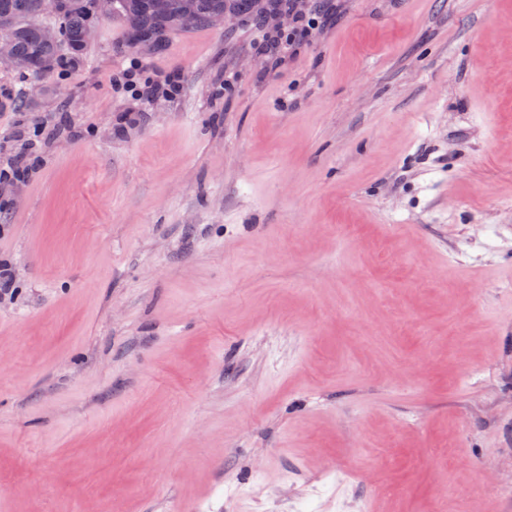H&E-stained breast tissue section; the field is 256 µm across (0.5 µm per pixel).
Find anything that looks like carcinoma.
<instances>
[{
  "mask_svg": "<svg viewBox=\"0 0 512 512\" xmlns=\"http://www.w3.org/2000/svg\"><path fill=\"white\" fill-rule=\"evenodd\" d=\"M171 2L169 12L161 15L154 11L152 0H118L112 19L125 26L128 40L139 48L160 52L174 32L207 28L215 13L247 16L253 8V0H196L195 13L184 16L179 0ZM0 26L12 31L14 54L32 62L26 73L47 77L86 53L91 43L87 36L92 27L91 0H0ZM47 26L58 30L54 43L43 37Z\"/></svg>",
  "mask_w": 512,
  "mask_h": 512,
  "instance_id": "1",
  "label": "carcinoma"
}]
</instances>
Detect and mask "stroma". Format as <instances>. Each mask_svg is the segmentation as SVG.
Instances as JSON below:
<instances>
[{
  "label": "stroma",
  "instance_id": "obj_1",
  "mask_svg": "<svg viewBox=\"0 0 512 512\" xmlns=\"http://www.w3.org/2000/svg\"><path fill=\"white\" fill-rule=\"evenodd\" d=\"M510 24L346 0L278 62L105 19L0 65V166L15 99L68 120L0 181V512H512ZM134 57L181 94L117 92Z\"/></svg>",
  "mask_w": 512,
  "mask_h": 512
}]
</instances>
